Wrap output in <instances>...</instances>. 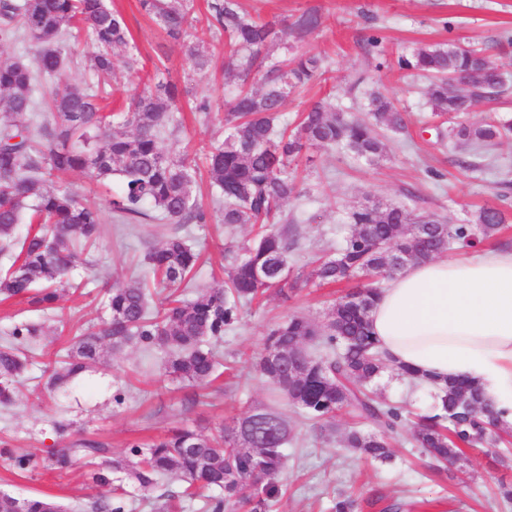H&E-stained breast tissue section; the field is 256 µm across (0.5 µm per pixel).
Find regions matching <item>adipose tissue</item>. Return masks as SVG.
<instances>
[{
	"label": "adipose tissue",
	"instance_id": "ef3b65f1",
	"mask_svg": "<svg viewBox=\"0 0 512 512\" xmlns=\"http://www.w3.org/2000/svg\"><path fill=\"white\" fill-rule=\"evenodd\" d=\"M371 329L389 362L476 385L512 425V250L409 264L381 289Z\"/></svg>",
	"mask_w": 512,
	"mask_h": 512
}]
</instances>
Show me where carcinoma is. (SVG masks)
Returning <instances> with one entry per match:
<instances>
[{"instance_id":"1","label":"carcinoma","mask_w":512,"mask_h":512,"mask_svg":"<svg viewBox=\"0 0 512 512\" xmlns=\"http://www.w3.org/2000/svg\"><path fill=\"white\" fill-rule=\"evenodd\" d=\"M141 9L172 41L188 36L194 0H139ZM208 35L224 36L228 69L240 88L229 103L230 132L210 144L205 154L215 203L224 223L249 225L254 235L235 253L224 287L209 288L185 300L175 294L151 304L150 284L134 279L105 292L103 327L82 330L67 360L52 370L50 384L61 385L97 365L105 350L132 343L165 354V374L193 385L209 383L219 355L211 340L239 322L242 310L260 294L275 289L288 298V259L294 247L283 206L298 194L295 168L312 149H345L370 162L385 151L378 130L395 133L406 127L405 113L382 93L368 100L369 120L346 117L330 104L317 103L290 128L278 125L288 90L322 75L323 58L294 53L288 33L273 20L243 11L238 0H207ZM321 25L316 11L302 14L291 27L298 41ZM83 34L94 51L87 66L110 78L118 66L138 70L124 16L106 0H0V41L23 40L37 46L32 60L0 52V296L24 298L36 311L58 314L68 276L85 266L84 249L101 235L99 209L54 179L84 172L100 182L119 178L112 212L121 224L167 220L205 224L208 211L196 198V170L185 155L166 152L161 135L179 123L184 89L171 79H157L130 99L122 112L108 115L100 101L101 86L46 84L63 77L70 66L66 42ZM286 58L273 57L274 49ZM402 70L430 78L427 98L432 111L448 116V141L489 151L512 133V120L491 117L476 124L465 120L474 105L500 98L506 77L482 50L454 43L422 46L397 58ZM54 123L37 122L41 107ZM477 227H450L431 214L405 206L364 204L349 215L350 233L339 252L313 270L321 285L356 281L321 324L293 315L270 329L255 372L269 382L293 412L324 430L345 411L355 419L341 444L349 453L386 463L393 458L391 434L406 420L405 407L379 396L373 384L390 369L376 351L369 312L380 293L379 276H391L392 252L406 263L435 257L450 243L474 247L497 234L505 211L485 204L475 216ZM27 225L25 234L18 226ZM199 254L186 237L175 233L144 258L154 281L178 288L193 279ZM44 323L21 321L3 332L0 345V405L14 403L28 372L29 355ZM479 388L450 379L433 396L429 410L413 423L414 439L437 463H458L467 448H492L509 432ZM293 439L288 416L277 408L256 406L210 434L185 426L165 436L129 446L126 459L96 463L108 454L104 445L78 440L81 449L60 448L45 462L68 469L74 456L88 459L87 477L96 486L112 485L113 472L130 469L139 487L149 491L163 480L186 483L178 495L151 503L153 512H178L180 499H201L205 512H272L282 495L286 446ZM17 471L38 465L33 456L0 450ZM120 494L98 499L92 512H127ZM0 512H71L52 499L20 497L0 491Z\"/></svg>"}]
</instances>
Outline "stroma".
Masks as SVG:
<instances>
[{"label": "stroma", "instance_id": "1", "mask_svg": "<svg viewBox=\"0 0 512 512\" xmlns=\"http://www.w3.org/2000/svg\"><path fill=\"white\" fill-rule=\"evenodd\" d=\"M240 4L250 13L288 23L312 10L322 16L320 30L295 43L294 49L324 57L325 71L289 94L280 123H294L308 106L326 99L362 119L367 96L380 90L405 110L406 131L387 133V151L372 163L336 149L314 151L299 196L285 207L289 224L297 230L291 273L300 282L285 298L267 292L240 323L225 331L217 348L226 370L202 388L199 404L188 407L183 400L192 394V387L164 375L161 353L132 344L106 352L104 364L79 380L47 391V370L55 352L69 346L77 327L101 324L99 297L112 286L147 276L148 247L174 231L165 221L118 225L107 194L86 174L68 175L64 186L99 206L102 235L88 257L87 287L64 294L63 314L49 320L50 333L36 347L26 385L20 387L14 405L0 407V440L8 441L12 449L42 459L70 442L88 439L106 444L109 458L121 459L129 443L148 440L172 426L185 424L206 434L254 406L271 403L269 387L251 362L262 352L274 324L291 315L324 320L345 294V287H318L309 276L318 257L341 246L350 230L348 214L362 204L404 205L456 226L471 223L475 213L493 200L512 217V138L486 155L467 146L438 144L439 120L425 96L427 77L384 66L385 61L421 46L456 42L488 48L497 64L512 74V0H240ZM112 6L126 19L140 73L113 84L108 111H122L141 90L142 77L154 75L156 66H165L192 98L215 104L204 121L183 112L180 130L161 140L163 149L186 153L193 164L204 166L202 147L224 136V112L217 104L230 99L237 79L218 69L197 71L186 45L168 39L140 11L137 0H112ZM372 36L380 44L369 54L363 41ZM195 193L210 207L212 219L185 228L200 254L195 285L181 293L185 299L193 298L197 289L222 286L228 265L225 247L251 237L249 227L225 225L207 178H198ZM118 393L123 403L114 402ZM290 424L294 439L287 448L285 490L274 512H331L333 499L350 490L359 498L360 512H385L393 503L399 504V512H512V503L497 496L499 483L512 485V459L500 461L497 449L468 451L467 464L437 470L414 448L412 431L405 427L394 437L392 463L381 464L348 457L336 440L319 439L309 420L294 415ZM0 490L20 496L49 495L65 504H88L112 494L111 487L88 481L80 461L66 471L40 467L20 473L1 458Z\"/></svg>", "mask_w": 512, "mask_h": 512}]
</instances>
